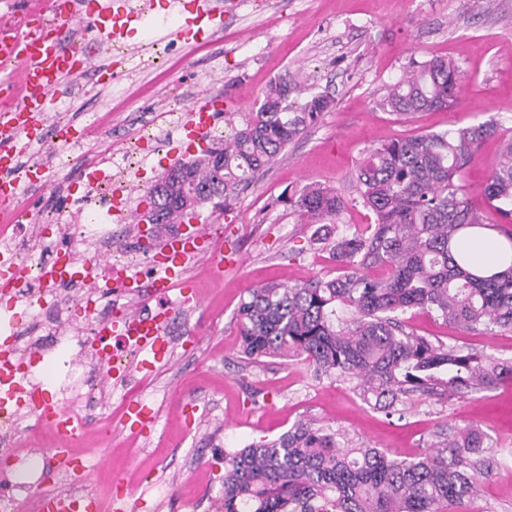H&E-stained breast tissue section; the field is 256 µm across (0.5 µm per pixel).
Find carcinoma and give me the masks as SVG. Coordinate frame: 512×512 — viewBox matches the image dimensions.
Instances as JSON below:
<instances>
[{
    "label": "carcinoma",
    "mask_w": 512,
    "mask_h": 512,
    "mask_svg": "<svg viewBox=\"0 0 512 512\" xmlns=\"http://www.w3.org/2000/svg\"><path fill=\"white\" fill-rule=\"evenodd\" d=\"M460 66L446 58L413 61L385 88L379 104L401 118L444 110L456 101ZM286 72L224 145L169 168L149 196L163 223L191 221L196 209L229 208L334 100L312 94L295 107ZM498 123L395 139L368 151L356 172L359 197L374 215L362 231L318 243L331 246L336 275L253 289L237 312L241 351L253 362L298 357L316 377L349 381L362 399L389 413L413 397L437 402L512 382V361L485 359L458 346L434 344L406 330L401 318L422 308L468 332H512V138L483 188L498 215L487 224L474 208L462 172L472 149ZM327 186L306 187L295 201L312 224L328 226L343 208ZM478 229L504 238L508 267H473L459 247ZM380 266L372 279L365 270ZM489 445L477 428L457 430L412 459L349 446L329 428L297 422L274 440L224 453V512H468L476 476L491 472Z\"/></svg>",
    "instance_id": "cac0c4a2"
}]
</instances>
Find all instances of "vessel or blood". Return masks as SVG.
<instances>
[{"label":"vessel or blood","instance_id":"obj_1","mask_svg":"<svg viewBox=\"0 0 512 512\" xmlns=\"http://www.w3.org/2000/svg\"><path fill=\"white\" fill-rule=\"evenodd\" d=\"M82 3L83 0H40L38 12L50 10L56 17L54 31H45L24 19L19 23L20 34L0 37V85L11 87L9 74L17 67L27 76L14 106L0 108V207L18 200L26 187L49 181V174L43 171L22 168L20 158L36 142L38 132L44 127L45 116L52 110L66 79L94 65L91 51L84 45L64 42L62 33L79 26L93 35L120 39L127 34L130 25L139 20L134 13L112 10L104 0L91 11L84 10ZM212 118L208 98H200L191 105L184 124L185 140L172 147L171 161L177 162L183 156L205 151ZM160 254L181 270L205 254L209 255L216 271L224 269V250L215 242L210 226L205 224L196 225L192 238L163 243ZM172 281L168 273L151 283L142 282L133 273L121 279L126 294L161 299L167 298ZM105 331L118 339H134L137 350L148 354L142 362L144 369H151L154 358L162 354L165 344L162 332L156 321L144 314L129 312L118 316ZM15 370L10 344H1L0 378L5 384L0 387V400L24 399L39 422L58 438L56 461L70 475L84 476L90 468L88 460L68 452L69 444L81 436L82 427L74 425L70 415L42 393L24 389L22 381L14 377ZM114 486L110 497L111 512H132L137 504L133 492L120 479L115 480ZM39 499L41 512H99L100 509L96 494L88 493L77 498L51 483L40 492Z\"/></svg>","mask_w":512,"mask_h":512}]
</instances>
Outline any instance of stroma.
<instances>
[{"label":"stroma","instance_id":"35a3bbf8","mask_svg":"<svg viewBox=\"0 0 512 512\" xmlns=\"http://www.w3.org/2000/svg\"><path fill=\"white\" fill-rule=\"evenodd\" d=\"M142 12L122 52L102 44L96 70L69 79L63 116L49 115L44 162L56 183L79 172L66 146L55 143L61 125L81 126L111 113L113 149L142 124L169 109L172 92L186 102L218 100L216 127H242L269 83L288 71L304 86L329 93L335 107L290 142L275 163L223 216L203 207L199 223L224 227L223 247L239 262L215 274L203 262L187 269L192 295L189 333L177 335L142 388L112 394V442L89 435L80 453L91 463L82 491L107 498L114 477L125 478L143 500L141 512H216L224 454L260 439H275L297 421L338 430L355 444L410 459L439 433L474 426L490 439L492 474L470 512H512V383L444 402L415 399L385 414L365 404L350 384L318 378L299 359L241 354L235 315L254 288L289 285L336 272L329 250L315 244L316 225L287 202L306 185L336 189L345 206L336 221L372 223L358 198L355 171L367 149L393 138L473 126L488 120L497 134L484 138L463 171L477 207L482 186L505 138L512 136V0H113ZM223 16L220 31L182 32L199 4ZM448 57L462 69L454 106L403 119L377 107L386 84L410 60ZM45 194L31 207L38 224L50 212L74 209L83 195ZM403 320L410 331L456 344L481 356L512 360V332L464 333L419 309ZM157 416L151 431L123 422L133 402ZM196 405L188 415V405Z\"/></svg>","mask_w":512,"mask_h":512}]
</instances>
